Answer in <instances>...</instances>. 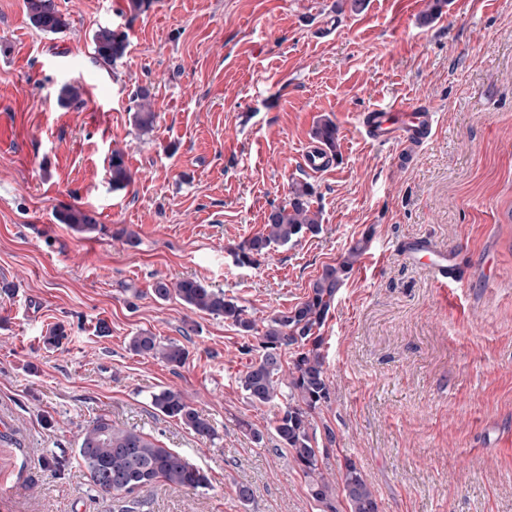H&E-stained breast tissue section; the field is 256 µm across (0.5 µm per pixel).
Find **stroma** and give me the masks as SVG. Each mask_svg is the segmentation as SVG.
I'll list each match as a JSON object with an SVG mask.
<instances>
[{
    "label": "stroma",
    "mask_w": 512,
    "mask_h": 512,
    "mask_svg": "<svg viewBox=\"0 0 512 512\" xmlns=\"http://www.w3.org/2000/svg\"><path fill=\"white\" fill-rule=\"evenodd\" d=\"M55 3L68 26L51 34L26 0H0V512H120L76 461L101 416L209 479L143 488L145 512H320L272 429L279 405L239 386L246 337L151 288L196 278L261 328L361 240L319 331L332 389L314 415L320 460L334 474L350 455L380 512H512V0H153L137 15L126 0ZM101 27L129 35L109 68L94 59ZM72 81L82 102L61 106ZM142 86L157 115L146 134ZM405 98L431 102L438 124L400 168L360 115ZM325 117L335 162L314 176L301 155ZM116 150L134 174L117 191ZM296 182L313 189L319 233L236 265ZM68 206L97 231L60 223ZM409 238L459 248L465 279L444 287L402 260ZM58 326L66 340L47 347ZM140 332L181 343L186 362L136 355ZM163 389L217 438L154 408ZM54 454L71 461L63 474ZM136 100V110L133 114L134 125L141 132H148L152 130L155 121V113L150 107L152 102L150 90L143 87L140 88L139 91H137Z\"/></svg>",
    "instance_id": "obj_1"
}]
</instances>
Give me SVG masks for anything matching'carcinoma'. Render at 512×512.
<instances>
[{
  "label": "carcinoma",
  "mask_w": 512,
  "mask_h": 512,
  "mask_svg": "<svg viewBox=\"0 0 512 512\" xmlns=\"http://www.w3.org/2000/svg\"><path fill=\"white\" fill-rule=\"evenodd\" d=\"M27 12L31 24L43 32L58 33L67 26V20L54 0H27ZM93 44L97 61L103 66H110L125 55L127 35L117 29L101 27L93 34ZM81 98V89L74 84L65 83L57 92L58 101L66 106L79 104ZM136 100L134 125L140 131L148 132L155 121V113L150 107V90L140 88ZM313 135L331 150H336V124L331 118L321 119ZM111 182L114 190H124L133 182V173L119 151L112 153ZM311 195L309 184H296L288 203L268 214L264 232L238 246L235 252L238 264L253 263L256 256L264 254L273 245L284 246L297 242L308 233H318L320 219L319 214L311 210ZM59 219L78 233L97 230L95 217L81 207L65 208ZM366 245L365 240L356 243L336 264L325 267L306 300L270 318L257 336V348L244 346L248 353L258 351V357L249 362L239 377L240 388L254 403L281 402L274 432L283 447L289 449L294 464L308 478V494L322 512H339V509L335 505L329 473L319 466L313 446L316 439L313 414L331 398V386L321 353L322 339L316 331L325 321L336 293ZM152 293L162 300L173 294L190 309L222 317L246 335L256 331L254 321L246 317L243 306L197 279L183 278L173 284L158 281ZM130 349L139 355L158 358L173 367L183 365L188 358L184 345L176 341L165 343L144 332L131 338ZM288 349L292 351V360L285 370L282 352ZM151 404L201 437L215 435L210 421L187 403L178 391L163 389L151 396ZM77 457L79 466L97 492L120 495L125 499L122 512H139L144 507V502L138 497L139 492L157 482L173 488L199 489L208 485L203 471L181 454L160 446L142 432L118 429L104 417L81 430ZM338 470L341 472V492L347 512H379L377 497L356 462L345 456L338 464Z\"/></svg>",
  "instance_id": "carcinoma-1"
}]
</instances>
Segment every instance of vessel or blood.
Instances as JSON below:
<instances>
[{"instance_id": "vessel-or-blood-1", "label": "vessel or blood", "mask_w": 512, "mask_h": 512, "mask_svg": "<svg viewBox=\"0 0 512 512\" xmlns=\"http://www.w3.org/2000/svg\"><path fill=\"white\" fill-rule=\"evenodd\" d=\"M436 112L432 105L422 100L393 104L385 108H374L361 116L365 135L378 144H396L401 148L419 147L434 135ZM302 165L310 173L327 171L332 160L329 153L313 146L302 154ZM399 249L406 261L412 262L425 257L429 268L440 284L458 282V263L455 249L436 246L422 239L403 241Z\"/></svg>"}]
</instances>
